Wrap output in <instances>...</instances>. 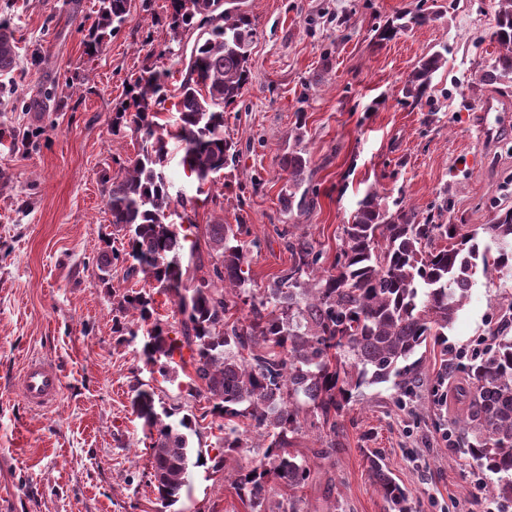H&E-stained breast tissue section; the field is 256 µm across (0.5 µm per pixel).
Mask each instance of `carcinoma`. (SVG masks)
<instances>
[{"instance_id":"1","label":"carcinoma","mask_w":512,"mask_h":512,"mask_svg":"<svg viewBox=\"0 0 512 512\" xmlns=\"http://www.w3.org/2000/svg\"><path fill=\"white\" fill-rule=\"evenodd\" d=\"M98 3L90 55L128 13V0ZM494 3L490 39L499 52L480 75L485 85L512 82V0ZM171 7L173 34L197 33L174 103L177 118L171 128L158 122L167 71L144 68L133 81L130 101L112 118V134L130 129L139 148L117 174L104 179L112 235L126 240L127 247L112 250L101 267L108 275L119 264L124 281L152 284L148 292L112 293L115 330L121 336H137L129 319L149 320L154 295L173 300L179 327L171 332L154 322L141 354L164 378L191 366L196 391L208 395L209 413L222 420L218 452L207 457L190 446L196 430L182 405L159 412L154 392L137 386L132 408L147 428L148 481L163 507L179 501L189 468L226 470L229 455L250 447L252 430L261 439L262 458L248 473L226 474L224 480L251 512H270L269 481L285 485L292 494L278 502L277 512H298L293 492L305 486L311 468L290 451L292 436L307 422L336 433V417L351 391L366 384L392 380L404 390L416 386L418 363L410 358L429 341L440 348V376L455 381L453 391L467 400L453 418L460 451L496 475L499 498L512 502V335L507 332L512 304L489 343L468 361L448 356V328L475 275L512 269V210L497 214L492 224L466 230L462 224H439L433 216L421 219L402 200L390 207L373 191L342 225L332 265H325L323 251L307 236L285 228L280 236L290 265L263 292L253 293L248 288L250 248L258 239L251 237L250 227L221 222L199 227L188 210L193 198L173 199L165 170L171 140L178 143L180 164L199 193L213 189L224 169L235 164L233 142L224 137L225 109L248 84L255 23L240 6H227V0H171ZM433 19L419 6L409 23ZM407 24L388 27L386 36ZM15 49L9 23L0 22V72L10 67ZM446 51L418 61L406 97L422 101L446 62ZM282 167L288 172L283 201L300 207L308 194L302 186L311 177L309 159L292 150ZM174 202L188 225L200 229L208 263L182 266L186 236L170 221ZM240 302L249 306L243 320L231 313ZM309 411L311 422L305 417ZM369 468L391 509L409 512L406 494L390 472L376 459Z\"/></svg>"}]
</instances>
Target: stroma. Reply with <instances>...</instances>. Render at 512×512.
<instances>
[{"label": "stroma", "instance_id": "stroma-1", "mask_svg": "<svg viewBox=\"0 0 512 512\" xmlns=\"http://www.w3.org/2000/svg\"><path fill=\"white\" fill-rule=\"evenodd\" d=\"M433 22L382 37L418 3ZM98 0H0V20L17 40L14 85L0 88V128L28 131L29 145L0 149V512H246L224 475L192 469L181 500L162 508L147 484L149 452L131 406L137 383L156 405L198 415L193 448L213 451L217 426L188 372L153 373L142 341L112 331L114 275L104 287L100 258L112 246L102 186L134 156L131 133L110 121L129 97L132 75L181 66L169 56L170 0H129L127 21L95 55L84 41ZM256 24L249 84L226 109L224 134L240 151L222 193L199 203L197 224L250 225L260 246L254 288L288 267L280 233L294 228L334 260L343 224L370 191L403 198L419 216L473 228L491 223L494 204L512 208V83H478L497 54L489 37L493 0H245ZM447 49L429 98L402 88L427 52ZM298 147L315 190L305 208L286 209L280 160ZM512 304V272L476 275L448 332L450 349L478 348ZM413 396L393 383L360 388L333 440L303 428L292 450L311 464L300 512H388L369 455L409 495L413 512H502L490 478L456 453L447 436L456 402L436 391L440 355L416 354ZM39 359L61 375L47 408L23 399L20 378ZM330 457L319 458L326 446Z\"/></svg>", "mask_w": 512, "mask_h": 512}]
</instances>
